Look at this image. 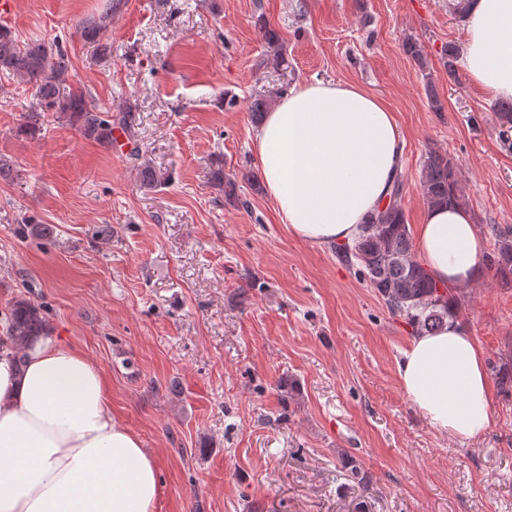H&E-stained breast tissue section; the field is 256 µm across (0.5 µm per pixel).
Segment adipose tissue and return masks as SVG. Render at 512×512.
<instances>
[{
    "label": "adipose tissue",
    "instance_id": "adipose-tissue-1",
    "mask_svg": "<svg viewBox=\"0 0 512 512\" xmlns=\"http://www.w3.org/2000/svg\"><path fill=\"white\" fill-rule=\"evenodd\" d=\"M461 65L487 98L512 99V0H468ZM267 196L313 245L356 238L402 172L404 136L389 105L355 83L293 87L252 136ZM417 252L440 283L478 279L485 240L461 207L424 209ZM24 368L0 352V512H155L158 465L112 415L99 369L48 335ZM408 400L461 441L492 422L485 357L457 321L414 337L397 363Z\"/></svg>",
    "mask_w": 512,
    "mask_h": 512
}]
</instances>
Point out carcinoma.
I'll use <instances>...</instances> for the list:
<instances>
[{"label":"carcinoma","mask_w":512,"mask_h":512,"mask_svg":"<svg viewBox=\"0 0 512 512\" xmlns=\"http://www.w3.org/2000/svg\"><path fill=\"white\" fill-rule=\"evenodd\" d=\"M121 0H108L105 10L97 18L81 27L83 39L107 53L111 46L105 33ZM260 28L275 66L284 64L283 48L278 33L261 24ZM71 64L68 55L57 47L39 41L23 42L8 27H0V72H6L17 81L32 85L36 103L24 131H35V120L40 112H61L77 126L80 135L103 147L112 146L113 129H123L133 138L130 127L121 116L112 115V109L99 105L80 87L68 85ZM500 121L502 137L512 135V99L494 105ZM139 178L156 188L167 179L137 151L130 153ZM422 197L428 206H461V195L455 164L447 155L430 151L424 160ZM211 182L224 191V198L239 203L238 184L224 175L222 167L210 171ZM402 178H397L387 207L369 216L360 235L351 244L336 247V256L353 267L366 284L380 296L388 311L407 319L413 333H430L440 329L445 320L455 316L454 304L447 287L438 284L414 254L413 241L407 224L401 198ZM494 248L485 255V265L504 279L512 277V228L491 227ZM50 330L44 309L24 297H18L5 315L0 349L10 347L16 352L44 336ZM500 387L512 393V357L492 366Z\"/></svg>","instance_id":"obj_1"}]
</instances>
